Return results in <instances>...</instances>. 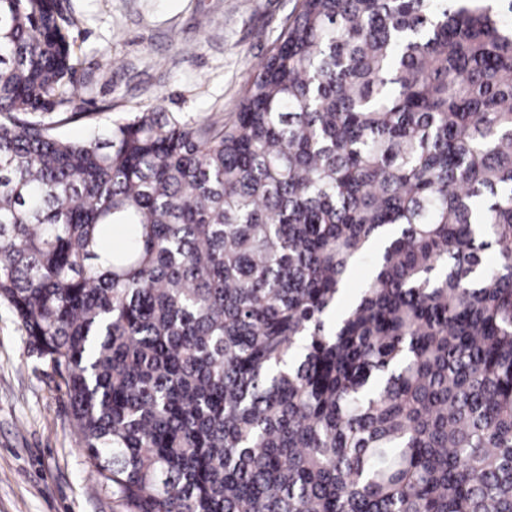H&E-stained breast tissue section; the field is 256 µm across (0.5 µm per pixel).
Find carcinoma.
I'll list each match as a JSON object with an SVG mask.
<instances>
[{
    "instance_id": "carcinoma-1",
    "label": "carcinoma",
    "mask_w": 512,
    "mask_h": 512,
    "mask_svg": "<svg viewBox=\"0 0 512 512\" xmlns=\"http://www.w3.org/2000/svg\"><path fill=\"white\" fill-rule=\"evenodd\" d=\"M75 25L0 0V301L102 488L512 512V0H296L198 122L69 111Z\"/></svg>"
}]
</instances>
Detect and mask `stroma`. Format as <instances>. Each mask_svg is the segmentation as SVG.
<instances>
[{
    "label": "stroma",
    "instance_id": "1",
    "mask_svg": "<svg viewBox=\"0 0 512 512\" xmlns=\"http://www.w3.org/2000/svg\"><path fill=\"white\" fill-rule=\"evenodd\" d=\"M79 111H236L294 0H68ZM0 302V512H121L90 475L67 399Z\"/></svg>",
    "mask_w": 512,
    "mask_h": 512
}]
</instances>
